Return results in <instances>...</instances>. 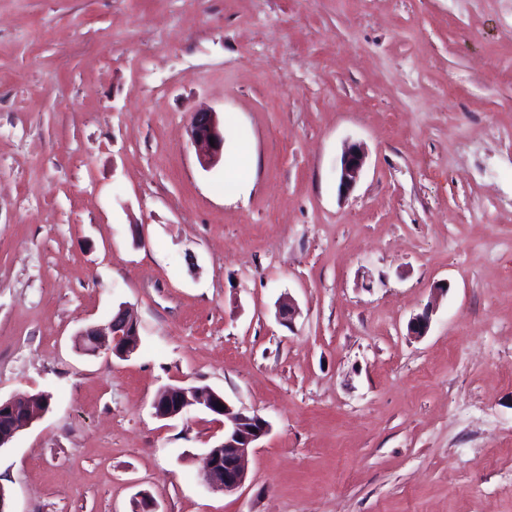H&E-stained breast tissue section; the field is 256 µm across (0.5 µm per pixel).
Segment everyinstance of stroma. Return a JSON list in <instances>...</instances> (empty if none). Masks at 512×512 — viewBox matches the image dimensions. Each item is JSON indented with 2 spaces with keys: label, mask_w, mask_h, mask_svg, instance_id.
Returning a JSON list of instances; mask_svg holds the SVG:
<instances>
[{
  "label": "stroma",
  "mask_w": 512,
  "mask_h": 512,
  "mask_svg": "<svg viewBox=\"0 0 512 512\" xmlns=\"http://www.w3.org/2000/svg\"><path fill=\"white\" fill-rule=\"evenodd\" d=\"M122 304L136 351L79 354ZM168 385L269 422L238 491ZM16 393L49 408L0 450L12 512H512V0H0ZM189 136L199 164L205 169L211 168L224 146V135L216 113L209 110L196 112L190 123ZM210 138H213L214 146H211ZM365 163V153L358 144H352L345 150L338 175L339 191L349 192L357 183Z\"/></svg>",
  "instance_id": "obj_1"
}]
</instances>
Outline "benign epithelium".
Masks as SVG:
<instances>
[{
	"label": "benign epithelium",
	"mask_w": 512,
	"mask_h": 512,
	"mask_svg": "<svg viewBox=\"0 0 512 512\" xmlns=\"http://www.w3.org/2000/svg\"><path fill=\"white\" fill-rule=\"evenodd\" d=\"M189 136L199 164L205 169L212 167L224 146V135L220 131L216 113L209 110L195 113L190 123ZM364 163L362 147L358 144L348 146L342 156L338 175L340 192L346 193L356 185ZM433 311L434 304L430 303L422 313L414 316L408 323L409 335H426ZM104 336L112 337L113 354L128 357L138 347L139 326L122 306L108 324L91 325L78 333V352L84 355L98 354L103 347ZM220 403L224 408H217ZM198 406L204 407L214 416L224 418V435L208 448L206 454L204 481L233 493L244 484L248 457L257 442L269 433L270 424L256 413L247 414L236 408L222 394L192 385L166 386L152 404L154 415L160 419L182 417Z\"/></svg>",
	"instance_id": "obj_1"
}]
</instances>
